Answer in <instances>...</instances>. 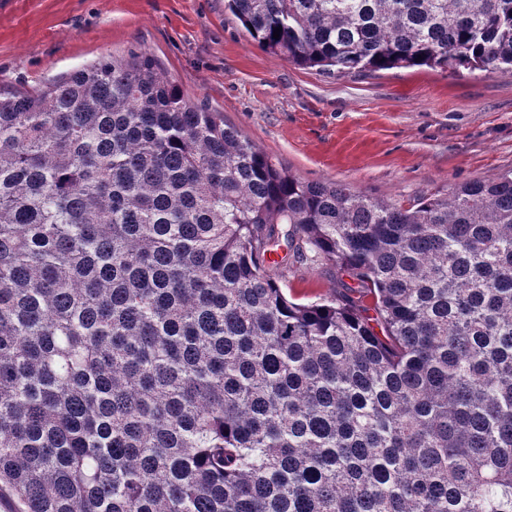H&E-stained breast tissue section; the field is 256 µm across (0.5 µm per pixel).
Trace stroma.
<instances>
[{
	"mask_svg": "<svg viewBox=\"0 0 512 512\" xmlns=\"http://www.w3.org/2000/svg\"><path fill=\"white\" fill-rule=\"evenodd\" d=\"M148 53L191 103L219 112L279 167L403 206L512 170V71L337 74L257 47L224 0H0V94ZM274 272L301 303L347 277L279 244Z\"/></svg>",
	"mask_w": 512,
	"mask_h": 512,
	"instance_id": "1",
	"label": "stroma"
}]
</instances>
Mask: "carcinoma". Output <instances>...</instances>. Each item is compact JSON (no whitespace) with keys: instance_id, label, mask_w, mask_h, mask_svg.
I'll use <instances>...</instances> for the list:
<instances>
[{"instance_id":"1","label":"carcinoma","mask_w":512,"mask_h":512,"mask_svg":"<svg viewBox=\"0 0 512 512\" xmlns=\"http://www.w3.org/2000/svg\"><path fill=\"white\" fill-rule=\"evenodd\" d=\"M226 2L301 66L512 68V0ZM281 237L356 286L289 300ZM1 493L512 512V174L408 208L305 182L145 54L0 96Z\"/></svg>"}]
</instances>
